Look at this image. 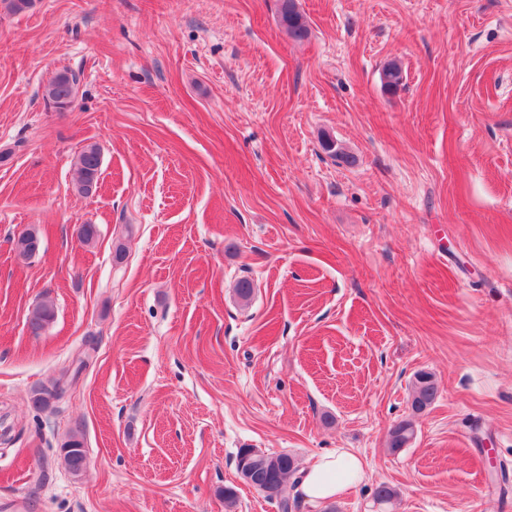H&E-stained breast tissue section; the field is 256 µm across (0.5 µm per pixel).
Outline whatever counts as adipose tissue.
Listing matches in <instances>:
<instances>
[{"mask_svg": "<svg viewBox=\"0 0 512 512\" xmlns=\"http://www.w3.org/2000/svg\"><path fill=\"white\" fill-rule=\"evenodd\" d=\"M365 477V465L356 454L338 450L319 456L304 472L300 487L315 504L341 496Z\"/></svg>", "mask_w": 512, "mask_h": 512, "instance_id": "obj_1", "label": "adipose tissue"}]
</instances>
